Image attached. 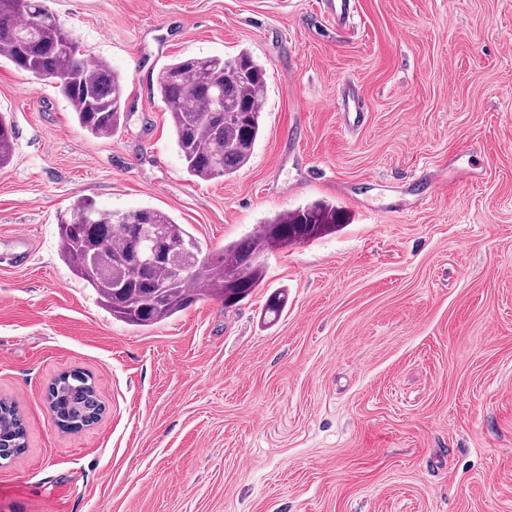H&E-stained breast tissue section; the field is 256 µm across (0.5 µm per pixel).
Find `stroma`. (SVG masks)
<instances>
[{"label": "stroma", "mask_w": 512, "mask_h": 512, "mask_svg": "<svg viewBox=\"0 0 512 512\" xmlns=\"http://www.w3.org/2000/svg\"><path fill=\"white\" fill-rule=\"evenodd\" d=\"M45 4L123 76L124 118L94 137L0 63V397L27 432L0 512H512V0H357L345 29L322 0ZM242 50L266 68L262 136L194 180L157 74ZM79 198L166 211L206 255L284 210L332 206L336 227L266 254L235 307L140 328L59 258ZM73 369L103 412L65 432L46 395ZM14 128L6 117L0 115V169L11 161L14 148Z\"/></svg>", "instance_id": "obj_1"}]
</instances>
